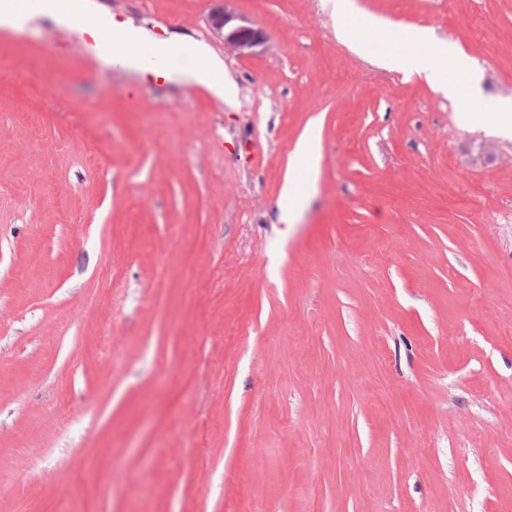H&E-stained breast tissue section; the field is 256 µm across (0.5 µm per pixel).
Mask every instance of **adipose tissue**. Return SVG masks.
Wrapping results in <instances>:
<instances>
[{"mask_svg":"<svg viewBox=\"0 0 512 512\" xmlns=\"http://www.w3.org/2000/svg\"><path fill=\"white\" fill-rule=\"evenodd\" d=\"M338 20L343 40L357 54L373 58L381 66L401 71L411 77L446 90L449 96L475 101L478 73L473 59L453 42L436 40L424 27L407 26L388 21L361 10L355 0H329ZM39 18L69 24L75 33L88 28H103L105 12L90 0H39L37 7L22 13L14 0H0V24L20 28ZM170 43L156 40L141 27H120L112 35L111 46L96 53L102 66L120 64L127 72L136 73L149 62L165 61ZM190 56L199 58L197 66L182 74L185 83L204 85L221 102L234 101L235 86L226 78L223 59L208 45L189 47ZM320 158V144L313 132L304 133L297 141L291 165L279 201L285 217H292L315 189Z\"/></svg>","mask_w":512,"mask_h":512,"instance_id":"obj_1","label":"adipose tissue"}]
</instances>
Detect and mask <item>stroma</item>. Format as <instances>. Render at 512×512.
Masks as SVG:
<instances>
[{"label": "stroma", "instance_id": "35a3bbf8", "mask_svg": "<svg viewBox=\"0 0 512 512\" xmlns=\"http://www.w3.org/2000/svg\"><path fill=\"white\" fill-rule=\"evenodd\" d=\"M98 2L237 94L0 27V512H512V138L350 51L324 0H234L250 56L221 0ZM356 3L512 99V0ZM233 1L224 0V6L211 13L210 26L214 34L222 39L224 47L239 56H248L265 44L266 37L253 21L239 15L229 6ZM184 52L199 58L201 65L184 72L180 81L205 85L222 103H233L235 86L230 79L225 78L224 60L205 43H195ZM319 158V139L312 131H308L296 142L282 188L279 207L283 220L288 217L289 222L315 190Z\"/></svg>", "mask_w": 512, "mask_h": 512}]
</instances>
